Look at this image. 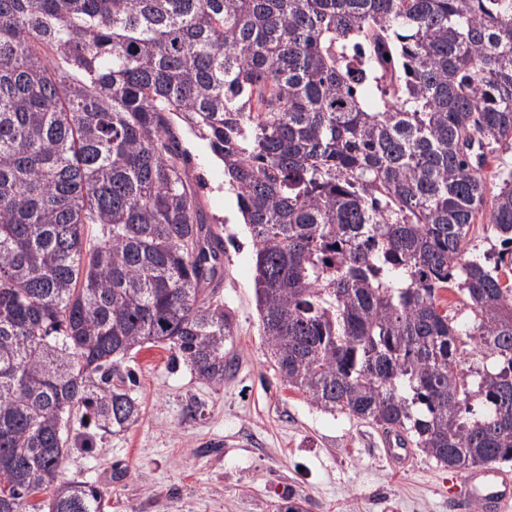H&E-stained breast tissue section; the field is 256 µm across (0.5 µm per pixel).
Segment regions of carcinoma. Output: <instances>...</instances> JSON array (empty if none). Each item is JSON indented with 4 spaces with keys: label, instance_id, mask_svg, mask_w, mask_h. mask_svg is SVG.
I'll use <instances>...</instances> for the list:
<instances>
[{
    "label": "carcinoma",
    "instance_id": "1",
    "mask_svg": "<svg viewBox=\"0 0 512 512\" xmlns=\"http://www.w3.org/2000/svg\"><path fill=\"white\" fill-rule=\"evenodd\" d=\"M182 128L250 228L282 382L448 469L512 462V167L484 177L512 0H0V512H103L61 474L139 421L137 352L231 370ZM472 242L470 249L475 254L483 255L484 253H491L494 248H499V243L495 237L491 227L486 224H476L472 233Z\"/></svg>",
    "mask_w": 512,
    "mask_h": 512
}]
</instances>
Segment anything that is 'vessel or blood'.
I'll return each mask as SVG.
<instances>
[{"mask_svg":"<svg viewBox=\"0 0 512 512\" xmlns=\"http://www.w3.org/2000/svg\"><path fill=\"white\" fill-rule=\"evenodd\" d=\"M453 495L455 512H469L478 506L481 512H507L512 507V473L485 465L459 476Z\"/></svg>","mask_w":512,"mask_h":512,"instance_id":"obj_1","label":"vessel or blood"}]
</instances>
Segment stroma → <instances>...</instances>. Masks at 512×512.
<instances>
[{
  "label": "stroma",
  "instance_id": "stroma-1",
  "mask_svg": "<svg viewBox=\"0 0 512 512\" xmlns=\"http://www.w3.org/2000/svg\"><path fill=\"white\" fill-rule=\"evenodd\" d=\"M182 141L204 181L200 203L224 238L219 294L236 322L233 370L210 385L165 348L142 350L120 366L137 377L140 421L73 454L64 478L98 482L104 512H277L289 500L303 512H452L455 471L415 448L394 471L377 426L321 411L282 382L261 336L253 242L224 164L193 135Z\"/></svg>",
  "mask_w": 512,
  "mask_h": 512
}]
</instances>
